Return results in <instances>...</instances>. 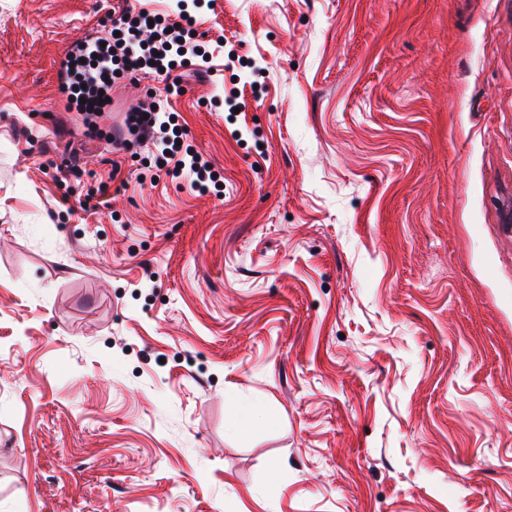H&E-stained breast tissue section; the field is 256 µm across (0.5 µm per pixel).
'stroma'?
Listing matches in <instances>:
<instances>
[{
	"mask_svg": "<svg viewBox=\"0 0 512 512\" xmlns=\"http://www.w3.org/2000/svg\"><path fill=\"white\" fill-rule=\"evenodd\" d=\"M135 3L0 0V512H512V0H184L212 73L84 143ZM144 114H147V119H144ZM121 124L126 129V136L121 140L108 139L113 149L125 150L131 142L129 137L132 136L139 143H150L154 146V166L165 170L172 178L188 179L190 186L198 192L209 191V183L216 185L217 177H212L216 173L202 155L188 149L181 153L183 135L186 134L180 128L174 113L161 109L160 105L152 106L149 111L135 107L124 113ZM176 141L181 142V145L177 146ZM159 161L163 165H159Z\"/></svg>",
	"mask_w": 512,
	"mask_h": 512,
	"instance_id": "stroma-1",
	"label": "stroma"
}]
</instances>
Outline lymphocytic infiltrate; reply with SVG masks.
Instances as JSON below:
<instances>
[{"label":"lymphocytic infiltrate","mask_w":512,"mask_h":512,"mask_svg":"<svg viewBox=\"0 0 512 512\" xmlns=\"http://www.w3.org/2000/svg\"><path fill=\"white\" fill-rule=\"evenodd\" d=\"M194 24L193 17L185 13L174 20L144 8L136 12L128 9L113 18L112 28L117 35L97 48L96 70L81 72L72 64L63 74L64 88L83 101L82 137H91V129L104 107L112 103L111 96L99 94L100 87L107 84L110 71L132 75L150 69L167 75L173 64L184 67L201 57L193 36ZM122 124L127 136L113 141V148L126 149L133 140L152 144L154 159L161 162L167 174L188 180L196 191H209L213 181L211 165L202 155L181 149L179 142L184 132L175 114L157 105L148 110L135 107L125 112Z\"/></svg>","instance_id":"lymphocytic-infiltrate-1"}]
</instances>
